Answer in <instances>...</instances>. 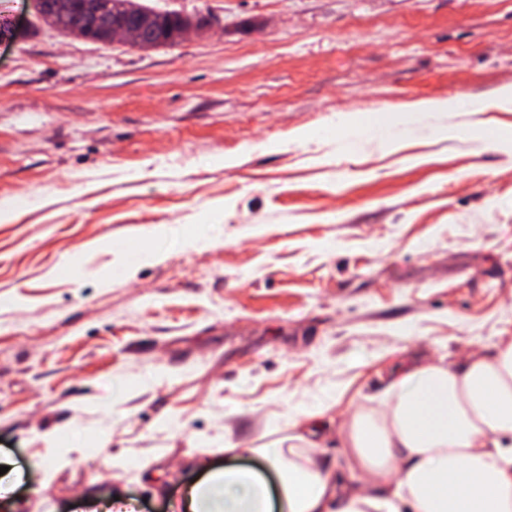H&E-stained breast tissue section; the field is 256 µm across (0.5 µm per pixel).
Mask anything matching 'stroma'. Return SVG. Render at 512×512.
<instances>
[{
	"mask_svg": "<svg viewBox=\"0 0 512 512\" xmlns=\"http://www.w3.org/2000/svg\"><path fill=\"white\" fill-rule=\"evenodd\" d=\"M140 2L211 29L142 50L0 0V512H183L203 464L277 484L256 449L323 401L315 457L344 466L390 367L512 339V112L349 156L299 138L494 98L512 0Z\"/></svg>",
	"mask_w": 512,
	"mask_h": 512,
	"instance_id": "35a3bbf8",
	"label": "stroma"
}]
</instances>
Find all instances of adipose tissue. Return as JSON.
<instances>
[{
  "label": "adipose tissue",
  "instance_id": "obj_1",
  "mask_svg": "<svg viewBox=\"0 0 512 512\" xmlns=\"http://www.w3.org/2000/svg\"><path fill=\"white\" fill-rule=\"evenodd\" d=\"M393 110L394 124L339 120L340 152L447 135L429 123L435 113L510 112L512 84L489 100L456 96ZM388 390L392 399L379 415L363 412L341 426L347 467L362 474L357 482L317 462V414L309 411L290 417L287 446L260 451L277 473L280 497L253 470L213 469L189 488L187 512H512V340L451 366L413 355Z\"/></svg>",
  "mask_w": 512,
  "mask_h": 512
}]
</instances>
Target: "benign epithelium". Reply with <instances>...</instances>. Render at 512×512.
I'll use <instances>...</instances> for the list:
<instances>
[{
    "label": "benign epithelium",
    "mask_w": 512,
    "mask_h": 512,
    "mask_svg": "<svg viewBox=\"0 0 512 512\" xmlns=\"http://www.w3.org/2000/svg\"><path fill=\"white\" fill-rule=\"evenodd\" d=\"M38 17L47 25L71 36L87 39L103 29L112 42L149 47L163 40L155 20L158 13L132 0H82L64 5L59 0H34Z\"/></svg>",
    "instance_id": "obj_1"
}]
</instances>
